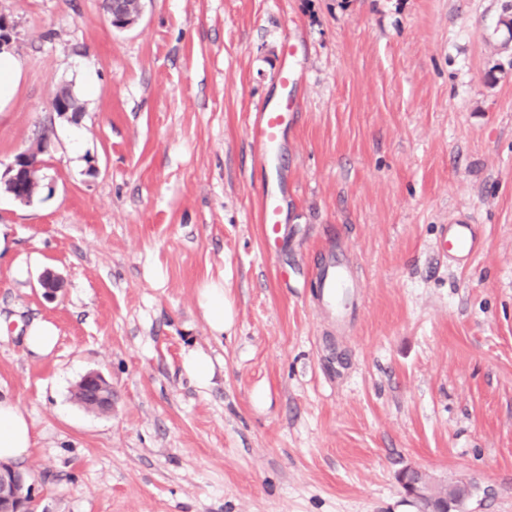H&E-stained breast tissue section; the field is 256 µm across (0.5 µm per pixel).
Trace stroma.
Segmentation results:
<instances>
[{
  "instance_id": "stroma-1",
  "label": "stroma",
  "mask_w": 512,
  "mask_h": 512,
  "mask_svg": "<svg viewBox=\"0 0 512 512\" xmlns=\"http://www.w3.org/2000/svg\"><path fill=\"white\" fill-rule=\"evenodd\" d=\"M0 13L21 65L0 163L44 162L31 203L0 189V394L32 430L34 512H417L410 464L512 512V0H142L125 30L103 0ZM288 34L272 248L247 126ZM62 84L82 112L53 111ZM463 216L484 248L460 267L437 243ZM331 246L362 287L340 327L313 298ZM93 370L110 414L72 397ZM201 307L217 333H224V323L230 320V312L224 306V285L220 282L205 283L200 292ZM57 332L55 327L48 322H34L26 331L24 344L27 350L37 356L49 354L55 347ZM185 366L201 385L209 384L213 377V364L204 354L193 353L186 357ZM421 475V470L414 466L406 467L399 474V481L407 496L416 502L428 497V492L419 479Z\"/></svg>"
}]
</instances>
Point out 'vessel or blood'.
Segmentation results:
<instances>
[{"mask_svg": "<svg viewBox=\"0 0 512 512\" xmlns=\"http://www.w3.org/2000/svg\"><path fill=\"white\" fill-rule=\"evenodd\" d=\"M277 81L282 89L281 97L273 103L262 102L247 127L257 160L262 168L269 171L277 168L283 135L295 117L297 97L294 90L299 78L291 60H284ZM259 218L266 239H278L283 207L276 188L264 190ZM438 248L449 252L458 261L469 262L481 248L474 224L460 219L449 225ZM358 288L352 276L350 259L345 253L332 249L322 256L316 275L315 300L318 307L329 311L336 322H344L356 308Z\"/></svg>", "mask_w": 512, "mask_h": 512, "instance_id": "vessel-or-blood-1", "label": "vessel or blood"}]
</instances>
